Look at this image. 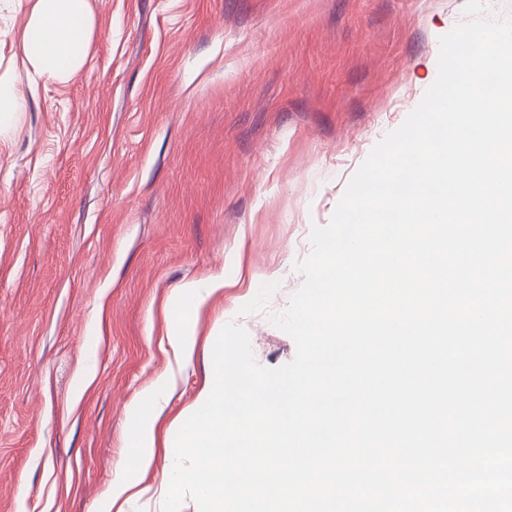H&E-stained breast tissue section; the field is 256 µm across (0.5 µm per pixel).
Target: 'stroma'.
Masks as SVG:
<instances>
[{
    "label": "stroma",
    "mask_w": 512,
    "mask_h": 512,
    "mask_svg": "<svg viewBox=\"0 0 512 512\" xmlns=\"http://www.w3.org/2000/svg\"><path fill=\"white\" fill-rule=\"evenodd\" d=\"M34 0H0V76L24 100L0 133V512H106L127 422L174 388L125 512H162L170 432L228 323L292 361L272 315L303 278L372 148L437 77L467 0H89L82 68L37 74ZM223 274L176 361L175 288Z\"/></svg>",
    "instance_id": "stroma-1"
}]
</instances>
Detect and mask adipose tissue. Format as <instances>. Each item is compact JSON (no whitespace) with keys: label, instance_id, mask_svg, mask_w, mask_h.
Segmentation results:
<instances>
[{"label":"adipose tissue","instance_id":"obj_1","mask_svg":"<svg viewBox=\"0 0 512 512\" xmlns=\"http://www.w3.org/2000/svg\"><path fill=\"white\" fill-rule=\"evenodd\" d=\"M92 28L88 0H35L23 36V54L38 73L59 81L69 80L83 65ZM223 287V276L212 275L173 290L168 338L177 358H190L194 352L195 333L189 314L198 312ZM168 385L167 377H159L145 390L131 418L128 445L135 454L128 466L135 472L146 471L151 463L158 401Z\"/></svg>","mask_w":512,"mask_h":512}]
</instances>
